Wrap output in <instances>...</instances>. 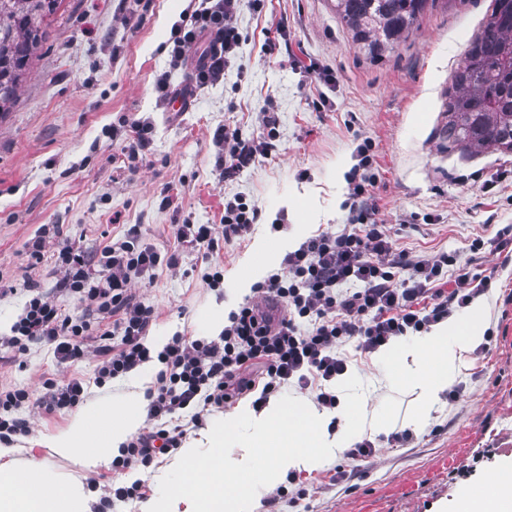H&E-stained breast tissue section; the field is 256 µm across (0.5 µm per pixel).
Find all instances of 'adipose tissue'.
<instances>
[{
    "instance_id": "adipose-tissue-1",
    "label": "adipose tissue",
    "mask_w": 512,
    "mask_h": 512,
    "mask_svg": "<svg viewBox=\"0 0 512 512\" xmlns=\"http://www.w3.org/2000/svg\"><path fill=\"white\" fill-rule=\"evenodd\" d=\"M483 333L484 305L477 301L459 320L380 354L391 379L417 395L414 426L426 423L464 355L480 343ZM155 372L150 363L132 370L119 399L89 398L67 428L43 440V447L87 470L110 466L144 425V393ZM338 392L344 422L337 429L331 426V413L305 403L273 401L258 412L238 407L221 425L184 447L180 494L150 502L144 512H258V486L291 470L318 467L354 435L379 434L390 427V413L359 416L362 400L350 380H343ZM0 512H101V507L96 492L81 480L26 457L20 446L0 444ZM456 512H512V464L481 489L463 493Z\"/></svg>"
}]
</instances>
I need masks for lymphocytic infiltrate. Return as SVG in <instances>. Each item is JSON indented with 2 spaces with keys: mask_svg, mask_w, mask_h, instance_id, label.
<instances>
[{
  "mask_svg": "<svg viewBox=\"0 0 512 512\" xmlns=\"http://www.w3.org/2000/svg\"><path fill=\"white\" fill-rule=\"evenodd\" d=\"M240 0H196L189 15L175 23L168 40L171 64L183 63L202 34L211 46L195 70L196 85L218 83L224 65L242 43L236 23ZM266 136L242 140L237 130L224 129L216 141L224 150V172L233 174L267 156L276 138L272 119H265ZM372 145H358L348 177L354 223L336 232L323 231L288 252L282 269L253 287L256 300L229 317L217 342L178 337L159 353L156 383L148 392V431L132 439L115 470L150 466L158 455L178 450L185 434L180 424L190 413L194 424L203 409L226 406L244 393H255L254 408L288 384L312 390L318 406L336 408L329 388L344 375L348 360L341 348L353 344L361 355L378 351L396 339L425 332L487 293L492 279L472 273L445 252L412 253L396 248L385 225L371 221L369 200ZM260 218L243 198L225 201L220 225L176 224L170 249L157 251L140 241L138 225L105 243L96 255L65 244L57 251L58 291L74 298L81 314L65 313L42 289L24 286L25 302L0 350L24 354L35 342L52 346L57 365L94 355L98 381L127 374L148 362L144 343L154 319L153 310L132 292L133 280H151L159 271H176L184 246L210 258L224 246L245 238ZM264 378L251 377L254 367ZM44 392L31 399L28 390L0 387V441L29 436L31 427L22 410L36 402L45 412L77 407L84 399L80 378H48Z\"/></svg>",
  "mask_w": 512,
  "mask_h": 512,
  "instance_id": "obj_1",
  "label": "lymphocytic infiltrate"
}]
</instances>
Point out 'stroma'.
<instances>
[{
  "instance_id": "1",
  "label": "stroma",
  "mask_w": 512,
  "mask_h": 512,
  "mask_svg": "<svg viewBox=\"0 0 512 512\" xmlns=\"http://www.w3.org/2000/svg\"><path fill=\"white\" fill-rule=\"evenodd\" d=\"M189 0H65V12L40 47L18 100L0 116V284L54 288L55 244L31 266L27 244L42 227L57 225L65 242L94 253L109 237L138 225L143 243L171 245L175 224H216L233 196L255 204L261 219L245 240L217 257L219 287L207 285L206 264L185 249L176 273L138 280L134 293L154 310L149 337L210 340V312L239 307L237 277L257 242L258 261L279 269L282 241L302 242L338 230L350 215L346 175L354 151L370 138L374 162V218L387 225L398 249L448 251L473 273L494 274L485 330L488 354H468L454 383L455 402L439 399L424 428L410 427L415 395L393 386L376 356L345 346L348 377L367 410L392 412L390 433L408 432L400 447L390 433L375 435L376 458L327 459L312 472L291 471L265 486L260 512H296L276 489L305 487L313 512H454L463 488L512 460V260L483 250L512 225V153L452 152L439 135L449 78L480 32L490 0H436L420 25L377 61L352 44L331 0H265L261 11L242 6L237 25L244 41L223 81L198 89L188 111L159 106L155 83L187 84V67L168 65L165 43ZM317 63L314 72L305 62ZM277 137L266 158L227 179L219 168L218 127L259 139L264 116ZM151 119L149 152L129 173L122 162L123 124ZM170 205H162V197ZM53 351L31 344L18 358L0 361V383L32 397L55 373ZM180 452L141 470L139 497L116 503L117 512H141L147 502L180 488ZM358 473L352 486L329 484L339 463Z\"/></svg>"
}]
</instances>
